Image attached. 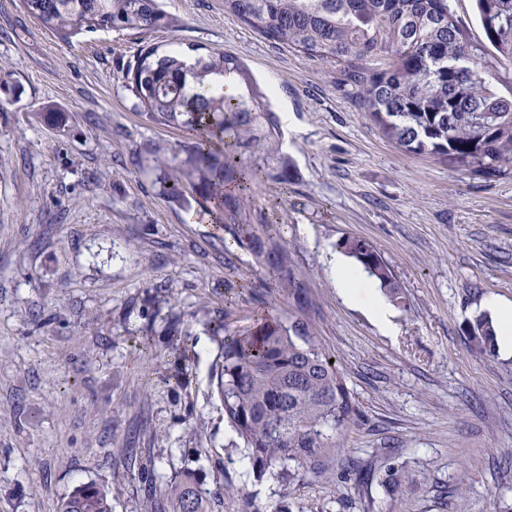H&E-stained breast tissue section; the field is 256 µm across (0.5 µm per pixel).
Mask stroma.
<instances>
[{"label":"stroma","instance_id":"stroma-1","mask_svg":"<svg viewBox=\"0 0 512 512\" xmlns=\"http://www.w3.org/2000/svg\"><path fill=\"white\" fill-rule=\"evenodd\" d=\"M162 4L181 28L67 43L0 0V512H58L91 482L112 512H174L187 473L208 512H512V355L471 336L488 300L512 304V176L401 150L335 64L267 41L224 0ZM191 44L240 56L288 115L275 153L243 149L263 178L241 206L256 240L283 225L292 281L208 202L161 196L131 165L183 134L147 121L115 75L142 49ZM348 236L393 270L394 334L336 291ZM267 313L312 327L359 406L336 471L288 487L248 462L214 372V320L233 332ZM393 466L412 483H386Z\"/></svg>","mask_w":512,"mask_h":512}]
</instances>
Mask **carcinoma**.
Returning <instances> with one entry per match:
<instances>
[{
    "instance_id": "cac0c4a2",
    "label": "carcinoma",
    "mask_w": 512,
    "mask_h": 512,
    "mask_svg": "<svg viewBox=\"0 0 512 512\" xmlns=\"http://www.w3.org/2000/svg\"><path fill=\"white\" fill-rule=\"evenodd\" d=\"M485 42L474 43L449 0H224V11L267 40L313 61L340 67L337 84L352 94L382 134L401 149L449 161L485 181L512 175V96L495 82L512 64V0H475ZM46 28L68 40L111 29H177L159 0H20ZM150 121L186 133L179 176L160 182L178 199L194 190L216 208V223L251 236L241 199L263 178L243 164V146H268L277 134L269 95L243 60L209 49L188 68L177 52H142L121 75ZM350 254L389 294L399 288L391 267L368 241L346 238ZM218 391L224 415L249 458L279 467L288 487L300 473L324 475L336 465V434L357 413L346 374L309 326L277 317L226 332ZM472 337L496 344L492 320L476 318ZM174 512H206L187 476L172 487ZM58 512H112L111 492L77 486Z\"/></svg>"
}]
</instances>
